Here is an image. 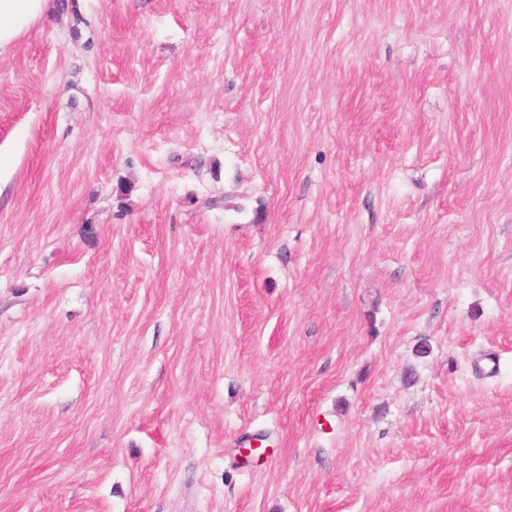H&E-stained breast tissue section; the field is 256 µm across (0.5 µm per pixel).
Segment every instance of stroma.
I'll return each mask as SVG.
<instances>
[{
    "mask_svg": "<svg viewBox=\"0 0 512 512\" xmlns=\"http://www.w3.org/2000/svg\"><path fill=\"white\" fill-rule=\"evenodd\" d=\"M0 512H512V0L0 55Z\"/></svg>",
    "mask_w": 512,
    "mask_h": 512,
    "instance_id": "35a3bbf8",
    "label": "stroma"
}]
</instances>
